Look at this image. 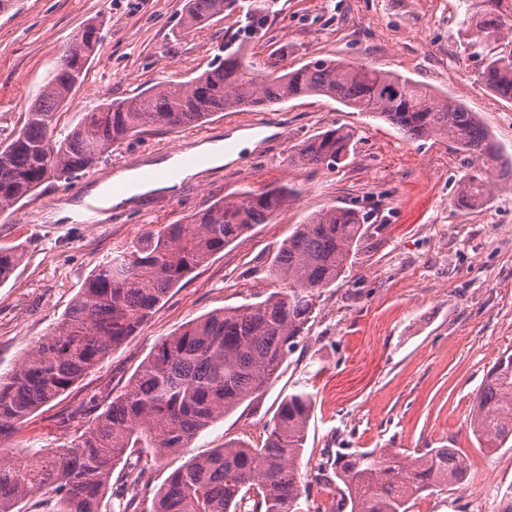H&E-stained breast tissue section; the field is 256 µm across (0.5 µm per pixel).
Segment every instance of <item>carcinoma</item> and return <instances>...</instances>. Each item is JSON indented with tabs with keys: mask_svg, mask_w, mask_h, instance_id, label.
Returning a JSON list of instances; mask_svg holds the SVG:
<instances>
[{
	"mask_svg": "<svg viewBox=\"0 0 512 512\" xmlns=\"http://www.w3.org/2000/svg\"><path fill=\"white\" fill-rule=\"evenodd\" d=\"M238 0H185L184 24L200 28ZM273 0H249L244 31L261 37ZM466 36L488 47L479 80L512 102V0H472ZM101 38L77 53L66 46L24 125L0 143V212L48 181L69 182L148 127L175 130L217 112L267 111L305 96H327L372 112L413 139H451L487 167L500 160L476 113L408 77L345 60L314 59L295 68L282 52L263 68L242 49L227 53L184 84H158L122 100H104L79 125L56 132L55 115L81 85ZM355 140L350 128L322 131L290 155L296 165L333 169ZM499 183L472 173L456 205H484ZM285 186L226 196L187 222L147 227L112 253L80 289L62 320L0 373V436L65 394L128 337L138 334L171 290L256 224L288 203ZM367 217L336 205L305 218L278 248L268 269L283 287L260 301L211 311L161 339L128 385L65 448L34 449L0 467V512L19 502L47 512H101L116 464L132 455L156 460L189 447L202 431L256 397L303 340L316 298L348 268ZM20 256L0 248V284ZM315 396L301 387L280 401L264 442L229 441L189 458L155 494L151 512H301L307 493L298 467ZM470 429L480 446L512 442V354L497 359L477 392ZM337 512H410L411 500L462 480L467 457L457 448H427L412 458L400 448L336 451ZM117 512L137 508L134 490H119Z\"/></svg>",
	"mask_w": 512,
	"mask_h": 512,
	"instance_id": "1",
	"label": "carcinoma"
}]
</instances>
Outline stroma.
<instances>
[{
    "label": "stroma",
    "instance_id": "35a3bbf8",
    "mask_svg": "<svg viewBox=\"0 0 512 512\" xmlns=\"http://www.w3.org/2000/svg\"><path fill=\"white\" fill-rule=\"evenodd\" d=\"M183 6L184 0H19L0 14V142L22 126L68 38L93 22L102 39L83 84L57 110L64 132L103 99L189 81L240 47L263 61L284 46L292 64L345 59L400 73L464 103L493 134L502 161H512V103L479 81L482 57L461 35L471 0H275L265 35L249 41L242 9L189 30ZM340 126L355 132L345 162L332 170L290 164L295 147ZM258 128L263 138L236 159L113 205L100 223L61 216L110 182L114 170L149 168L177 150ZM475 168L453 141L413 140L377 115L314 96L270 112H222L173 131L148 130L72 182L43 185L0 213V247L23 255L0 284V373L53 330L104 258L147 226L186 220L243 190L285 185L293 195L270 223L255 225L197 268L140 334L0 446L18 459L29 448L68 445L124 389L161 337L277 288L268 268L279 245L295 224L333 204L366 212V232L344 275L319 297L308 334L280 375L189 448L156 464L120 463L113 485H136L139 508L149 512L156 492L188 458L230 440L261 444L281 399L303 386L316 399L300 469L309 490L303 512H336V484L313 469L336 449L414 453L448 446L469 457L465 481L422 495L411 512H498L512 485V447L482 448L468 426L481 383L503 352H512V187L497 188L484 206L458 209V189ZM488 471L493 480L473 503L465 488Z\"/></svg>",
    "mask_w": 512,
    "mask_h": 512
}]
</instances>
